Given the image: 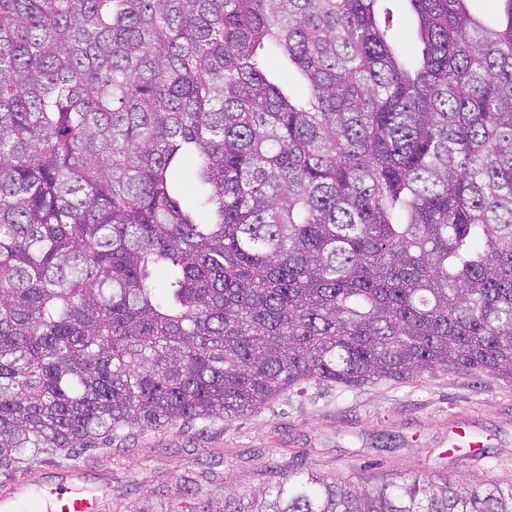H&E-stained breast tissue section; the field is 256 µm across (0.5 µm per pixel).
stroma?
I'll list each match as a JSON object with an SVG mask.
<instances>
[{"label":"stroma","instance_id":"obj_1","mask_svg":"<svg viewBox=\"0 0 512 512\" xmlns=\"http://www.w3.org/2000/svg\"><path fill=\"white\" fill-rule=\"evenodd\" d=\"M471 433L481 436L482 461L465 469L456 459L469 454ZM300 467L365 487L424 472H448L470 485L512 479V383L437 372L354 389L310 385L231 421L140 430L104 455L0 473V512H18L21 481L47 493L63 481L80 496L111 483L98 512H193L185 480H200L219 507L225 494L260 493L273 470Z\"/></svg>","mask_w":512,"mask_h":512}]
</instances>
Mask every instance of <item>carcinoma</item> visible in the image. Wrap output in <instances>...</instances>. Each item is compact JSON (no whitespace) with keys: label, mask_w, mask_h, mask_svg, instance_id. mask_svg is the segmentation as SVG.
<instances>
[{"label":"carcinoma","mask_w":512,"mask_h":512,"mask_svg":"<svg viewBox=\"0 0 512 512\" xmlns=\"http://www.w3.org/2000/svg\"><path fill=\"white\" fill-rule=\"evenodd\" d=\"M0 0V470L305 384L512 382V0ZM280 57L272 73L266 58ZM222 512H512L277 473ZM394 14L395 28L399 31L403 45L406 50L413 51L415 41L413 36V26L406 15L405 2L395 0L386 4Z\"/></svg>","instance_id":"cac0c4a2"}]
</instances>
